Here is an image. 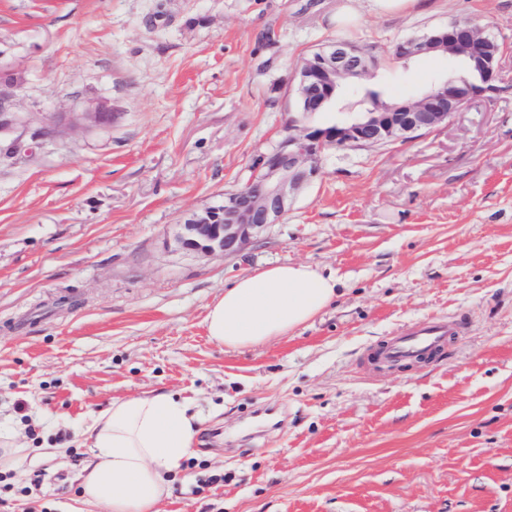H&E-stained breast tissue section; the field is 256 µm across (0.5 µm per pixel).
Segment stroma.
Masks as SVG:
<instances>
[{
	"label": "stroma",
	"instance_id": "stroma-1",
	"mask_svg": "<svg viewBox=\"0 0 512 512\" xmlns=\"http://www.w3.org/2000/svg\"><path fill=\"white\" fill-rule=\"evenodd\" d=\"M348 3L0 0L25 145L0 149V432L23 449L0 512H107L82 497L86 430L151 392L202 420L157 512H512V0L337 27ZM461 18L505 47L497 94L419 138L327 151L237 256L169 248L279 141L304 56ZM447 68L390 57L372 81L397 101ZM101 107L111 120H80ZM300 262L336 275L341 298L259 347L209 339L226 284ZM430 318L462 325L435 359L368 364Z\"/></svg>",
	"mask_w": 512,
	"mask_h": 512
}]
</instances>
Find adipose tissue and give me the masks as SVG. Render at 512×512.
Wrapping results in <instances>:
<instances>
[{
  "label": "adipose tissue",
  "instance_id": "1",
  "mask_svg": "<svg viewBox=\"0 0 512 512\" xmlns=\"http://www.w3.org/2000/svg\"><path fill=\"white\" fill-rule=\"evenodd\" d=\"M339 296L336 277L306 263L256 270L225 286L210 306L208 336L232 350L260 346L294 334ZM200 423L186 400L169 393L112 401L88 429L92 458L80 474L85 502L108 512H156Z\"/></svg>",
  "mask_w": 512,
  "mask_h": 512
}]
</instances>
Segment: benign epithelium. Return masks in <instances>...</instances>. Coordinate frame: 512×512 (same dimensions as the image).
I'll return each instance as SVG.
<instances>
[{
    "label": "benign epithelium",
    "mask_w": 512,
    "mask_h": 512,
    "mask_svg": "<svg viewBox=\"0 0 512 512\" xmlns=\"http://www.w3.org/2000/svg\"><path fill=\"white\" fill-rule=\"evenodd\" d=\"M394 57L410 62L436 52L471 68L473 81L440 78L433 87L395 104L378 96L366 112L324 126L310 117L336 108L341 91L373 77L379 59L355 44L338 41L318 48L296 72L298 109L279 143L260 156L257 173L224 202L193 212L175 225L170 245L176 252L233 257L291 209L299 191L319 175V160L328 149L388 145L429 132L462 111L472 100L499 91L504 46L473 19H457L393 46ZM17 100L0 93V135L18 122Z\"/></svg>",
    "instance_id": "7a95c632"
}]
</instances>
